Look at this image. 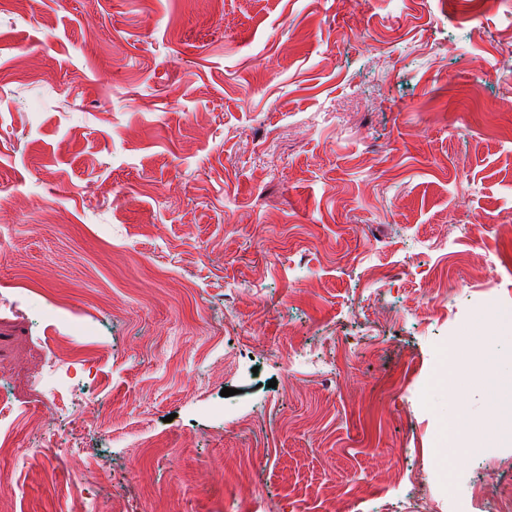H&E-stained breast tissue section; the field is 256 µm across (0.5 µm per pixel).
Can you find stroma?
<instances>
[{
  "label": "stroma",
  "instance_id": "1",
  "mask_svg": "<svg viewBox=\"0 0 512 512\" xmlns=\"http://www.w3.org/2000/svg\"><path fill=\"white\" fill-rule=\"evenodd\" d=\"M509 43L512 0H0V293L28 304L0 310V389L35 400L47 337L90 358L54 432L0 457L9 512L512 487L508 441L442 453L448 413L492 423L458 354L512 369V333L483 337L512 311ZM91 384L104 434L70 409Z\"/></svg>",
  "mask_w": 512,
  "mask_h": 512
}]
</instances>
